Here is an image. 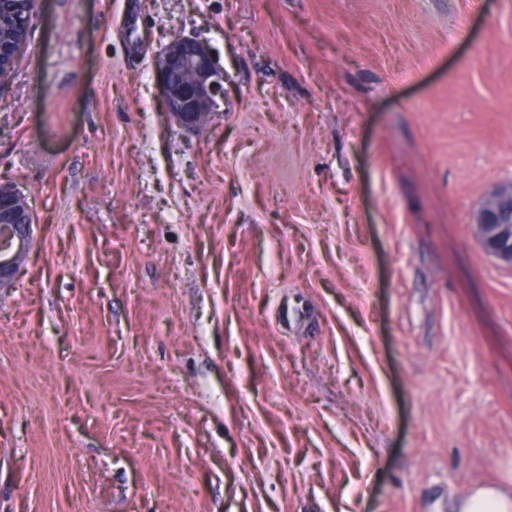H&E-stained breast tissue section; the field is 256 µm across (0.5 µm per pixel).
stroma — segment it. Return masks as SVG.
Segmentation results:
<instances>
[{
  "label": "stroma",
  "instance_id": "1",
  "mask_svg": "<svg viewBox=\"0 0 512 512\" xmlns=\"http://www.w3.org/2000/svg\"><path fill=\"white\" fill-rule=\"evenodd\" d=\"M207 42L224 106L164 111ZM0 512L512 493V0H37L0 87ZM154 70L163 106L175 123L195 131L224 103V67L196 37H175L157 53ZM32 211L21 193L9 183L0 184V287L11 282L24 262L32 242ZM479 244L487 253L512 262V187L499 188L478 215ZM509 242L506 247L505 243Z\"/></svg>",
  "mask_w": 512,
  "mask_h": 512
}]
</instances>
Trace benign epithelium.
Listing matches in <instances>:
<instances>
[{
    "instance_id": "obj_1",
    "label": "benign epithelium",
    "mask_w": 512,
    "mask_h": 512,
    "mask_svg": "<svg viewBox=\"0 0 512 512\" xmlns=\"http://www.w3.org/2000/svg\"><path fill=\"white\" fill-rule=\"evenodd\" d=\"M154 70L163 106L175 123L195 131L224 103V67L196 37H175L157 53ZM34 216L25 198L0 184V287L11 282L32 242ZM479 244L487 253L512 262V187L499 188L478 215Z\"/></svg>"
}]
</instances>
